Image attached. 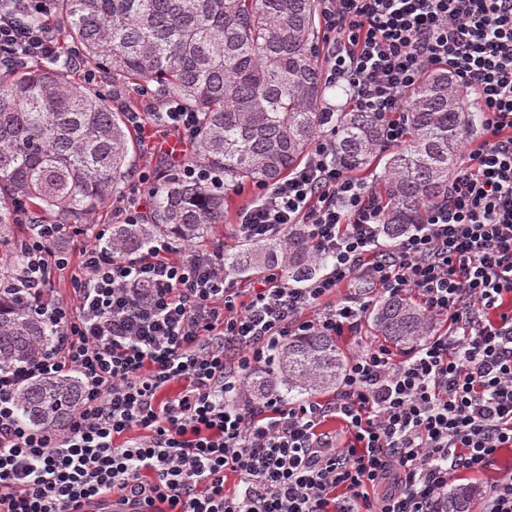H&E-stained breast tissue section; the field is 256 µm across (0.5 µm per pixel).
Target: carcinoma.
Returning <instances> with one entry per match:
<instances>
[{"instance_id":"carcinoma-1","label":"carcinoma","mask_w":512,"mask_h":512,"mask_svg":"<svg viewBox=\"0 0 512 512\" xmlns=\"http://www.w3.org/2000/svg\"><path fill=\"white\" fill-rule=\"evenodd\" d=\"M318 0H47L41 24L55 18L63 36L81 50V63L108 72L123 90L150 83L200 113V134L190 161L224 181L272 185L303 162L324 130L336 164L348 172L383 162L380 181L388 201L381 226L387 242L421 223L426 206L448 193V173L462 140L478 130L479 112L445 70L428 74L406 112L409 144L391 151L376 116L357 109L326 112V85L318 52ZM75 64L20 65L0 74V279L24 263L14 226L90 224L128 177L136 142L124 107L72 79ZM150 215L139 224H114L107 250L145 253L160 238L200 247L224 222V194L170 170L153 187ZM306 229L287 237L224 252V272L247 275L279 267L306 283L327 266ZM385 341L400 347L434 331L433 319L407 297L386 296L372 312ZM48 322L12 288H0V368L30 363L53 341ZM347 362L334 338L292 336L275 368L243 387L261 398L302 396L339 385ZM81 401L69 373L23 386L19 419L35 430L62 431ZM468 484L448 492L445 512H465Z\"/></svg>"}]
</instances>
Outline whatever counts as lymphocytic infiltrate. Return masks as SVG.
<instances>
[{"label":"lymphocytic infiltrate","instance_id":"obj_1","mask_svg":"<svg viewBox=\"0 0 512 512\" xmlns=\"http://www.w3.org/2000/svg\"><path fill=\"white\" fill-rule=\"evenodd\" d=\"M319 2L325 80L379 117L386 144L405 140L403 114L430 69L448 67L471 96L484 137L465 142L447 197L384 243L385 198L338 167L322 137L304 164L260 186L236 233L260 242L301 224L330 264L301 286L265 270L245 290L225 275L220 244L163 239L134 258L85 245L73 264L56 247L62 226L39 225L18 283L55 339L0 370V512H90L111 491L144 512H444L451 479L485 473L512 448V0ZM44 10L45 0L0 8L1 68L75 60L32 23ZM128 119L189 148L199 134V113L176 102ZM71 264L76 302H47L52 269ZM356 279L415 296L445 331L400 356L357 351L328 400L230 402L236 380L288 337L353 331L370 307L342 294ZM65 370L82 383L81 409L60 432L26 427L19 389ZM330 418L340 433L322 431Z\"/></svg>","mask_w":512,"mask_h":512}]
</instances>
